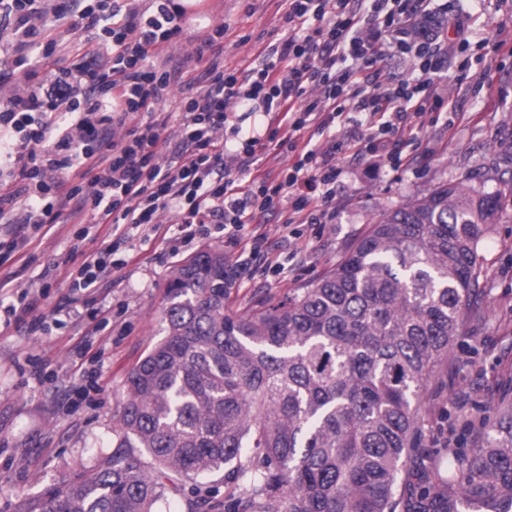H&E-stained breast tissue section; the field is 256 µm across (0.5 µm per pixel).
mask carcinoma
I'll return each instance as SVG.
<instances>
[{
    "label": "carcinoma",
    "mask_w": 512,
    "mask_h": 512,
    "mask_svg": "<svg viewBox=\"0 0 512 512\" xmlns=\"http://www.w3.org/2000/svg\"><path fill=\"white\" fill-rule=\"evenodd\" d=\"M509 197L511 182L438 185L314 283L240 315L225 312L224 249L185 258L164 337L126 377L112 455L23 512H158L169 490L189 512H512V407L459 454L429 447L421 416ZM437 455L448 471L425 464Z\"/></svg>",
    "instance_id": "obj_1"
}]
</instances>
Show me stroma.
Masks as SVG:
<instances>
[{"label":"stroma","instance_id":"stroma-1","mask_svg":"<svg viewBox=\"0 0 512 512\" xmlns=\"http://www.w3.org/2000/svg\"><path fill=\"white\" fill-rule=\"evenodd\" d=\"M432 9L455 15L471 26L472 60L457 50L447 24L434 30L447 43L448 57L437 73L447 85L455 118L436 112L406 148L399 169H376L372 161L343 152L346 176L331 202V221L298 225L286 235L279 213L263 226L260 255L244 244L226 245L223 233L194 239L171 250L173 224L131 230L121 248L127 264L108 274L99 287L76 291L71 275L85 253L112 232L96 229L95 239L72 251L74 224H59L51 238L33 242L0 258V276L35 280L43 266L56 263L39 311L66 307L82 317L28 336L24 323L0 329V512H21L52 484L79 468H93L111 455L112 425L126 395L129 371L163 335V308L169 272L205 245L223 246L242 266L226 304L235 312L279 301L334 267L348 248L388 209L420 197L442 182L466 179L495 190L512 179V0H433ZM286 0H205L206 19L224 23V64L246 68L256 53L282 35ZM504 49H496V42ZM480 291L466 311L462 336L429 386L422 406L431 447L467 451L483 429L466 430L472 417H492L501 403H512V200L501 219L486 225L479 243ZM98 367L100 378L86 401L84 371Z\"/></svg>","mask_w":512,"mask_h":512}]
</instances>
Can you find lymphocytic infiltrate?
Segmentation results:
<instances>
[{
	"label": "lymphocytic infiltrate",
	"mask_w": 512,
	"mask_h": 512,
	"mask_svg": "<svg viewBox=\"0 0 512 512\" xmlns=\"http://www.w3.org/2000/svg\"><path fill=\"white\" fill-rule=\"evenodd\" d=\"M284 35L245 69L225 68L223 23L188 61L161 51L184 31L183 0H0V237L18 250L48 235L62 216L108 224L111 241L88 254L73 288L96 287L123 266L115 244L131 229L171 216L184 240L215 228L258 250L271 212L283 226L322 224L347 149L388 166L441 110L448 93L435 75L445 53L415 27L432 0H287ZM67 24L89 39L70 64L39 76L52 57L54 29ZM410 54L413 74L380 81L377 63ZM191 95L174 112L161 105L177 80ZM254 112L272 127L243 130ZM175 127L177 149L162 135ZM275 152L278 171L258 169ZM40 297L0 278V323L23 319L30 335L48 331Z\"/></svg>",
	"instance_id": "f902f5d3"
}]
</instances>
